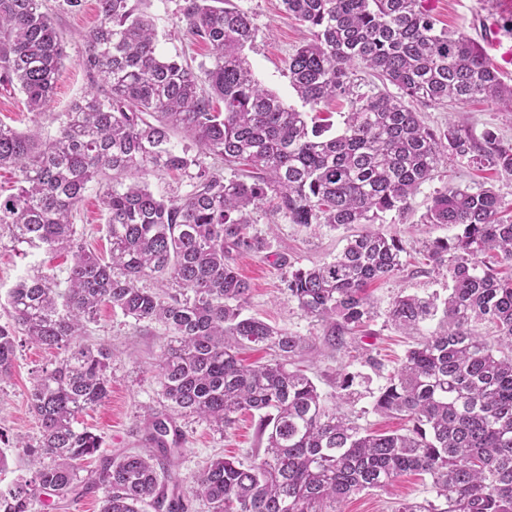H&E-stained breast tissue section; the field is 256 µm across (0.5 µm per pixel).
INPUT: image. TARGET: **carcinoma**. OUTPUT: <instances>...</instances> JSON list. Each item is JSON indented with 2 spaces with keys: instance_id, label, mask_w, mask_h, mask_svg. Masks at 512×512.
I'll use <instances>...</instances> for the list:
<instances>
[{
  "instance_id": "1",
  "label": "carcinoma",
  "mask_w": 512,
  "mask_h": 512,
  "mask_svg": "<svg viewBox=\"0 0 512 512\" xmlns=\"http://www.w3.org/2000/svg\"><path fill=\"white\" fill-rule=\"evenodd\" d=\"M281 2L310 34L288 60L308 112L255 79L246 50L256 28L230 0L180 8L186 34L211 49L196 69L160 56L139 0H98L81 65L104 86L58 115L53 138L0 124V166L19 174L16 192L0 194V238L70 258L64 280L38 271L7 294L0 381L12 374L20 334L64 357L34 376L27 401L39 437L17 444L30 477L0 492V512H32L39 492L65 498L80 486L105 487L101 512H187L182 498L165 499V462L180 440L168 422L192 416L222 430L245 411L258 414L265 448L248 462L214 458L191 476L192 494L211 512H336L350 495L408 473L430 476L437 501L397 512H512V206L493 187L432 198L424 222L456 229L426 245L435 267L448 266V295H400L388 308L406 331L443 315L373 403L406 418L405 433L368 430L326 404L298 365L308 339L243 314L251 284L232 258L268 248L251 232V213L270 197L290 224L366 225L336 257L284 281L330 335L362 327L376 313L369 286L403 269L401 240L370 225L404 212L447 157L512 174V145L497 134L478 141L453 125L433 130L413 104L491 99L511 111L512 86L479 45L436 29L419 0ZM64 58L46 0H0V83L18 87L34 115L51 100ZM360 69L397 93L359 92ZM339 97L351 112L333 135L317 107ZM225 167L236 174L224 177ZM150 168L187 176L189 190L155 197L142 182ZM96 179L106 181L107 258L86 248L71 221ZM147 278L175 293L141 286ZM103 306L164 326L156 377L170 414L152 421L149 448L105 458L82 478L80 462L100 454L102 440L77 417L109 396L112 352L84 342ZM482 322L497 329L498 349L475 330ZM260 343L274 359L243 365L240 351Z\"/></svg>"
}]
</instances>
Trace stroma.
I'll use <instances>...</instances> for the list:
<instances>
[{
  "mask_svg": "<svg viewBox=\"0 0 512 512\" xmlns=\"http://www.w3.org/2000/svg\"><path fill=\"white\" fill-rule=\"evenodd\" d=\"M249 12L258 31L248 59L259 82L276 92L289 104L298 99L288 80V58L304 40V26L284 15L281 0H234ZM423 9L435 19L437 28L461 32L476 42L484 40V23L494 19L500 29L512 26V9L504 0H420ZM181 0H144L142 7L151 16L157 47L162 56L180 57L191 64L207 59L209 49L186 35L179 19ZM54 24L65 42L67 58L58 77L52 98L41 116H33L26 97L15 88H0V123L25 132L39 128L42 136L58 132V113L67 111L71 101L92 85V78L80 64L84 52L82 36L98 20L96 0H83L81 11L73 12L64 0H47ZM424 122L434 129L455 125L474 137L494 131L512 143V112L502 110L491 100L425 107ZM494 186L504 201L512 205V175L479 169L472 162L450 158L443 161L434 179L423 184L409 201L404 214L386 213L375 228L398 236L405 249V266L395 277L371 285L376 316L367 327L344 334V346L333 350L324 344L326 329L313 321L289 298L284 279L290 266L310 267L330 259L342 248L347 228H330L324 224H289L268 206L253 210V229L264 235L269 247L260 253H240L234 260L240 273L250 281L252 291L246 313L257 315L271 325L308 337L310 349L302 366L324 395L327 405H340L342 412L360 426L377 431L405 432L409 424L394 416H385L373 408V392L384 384L387 373L403 360L413 339L387 319L390 302L399 293L426 297L447 295L450 281L446 271L434 270L423 255L426 240L452 236V229L423 223L422 217L438 190L449 186L478 188ZM102 183H88L82 202L73 214L78 233L91 251L104 255L109 250L105 213L100 204ZM66 262L42 250L19 251L12 245L0 246V323L7 314L1 305L7 292L21 278L33 272L63 270ZM165 331L160 324H136L111 308H102L95 322L88 326L87 341L112 352L110 394L108 399L78 417L79 426L101 435L99 457L87 461L86 470L98 469L102 458H116L125 452L144 447L149 432L150 413H164L155 378ZM58 350L19 343L12 375L0 383V431L6 436L0 452L7 458L0 470V492L7 491L28 470L16 440L34 441L39 435L37 421L31 413L27 394L32 378L42 368L54 367L61 359ZM354 375L353 395L339 402L336 377L340 372ZM176 425L182 434L181 452L174 459L168 493L189 501V512H209L208 505L189 496L188 478L216 457L234 456L245 460L259 447L258 419L242 414L236 423L223 431L216 430L195 417H180ZM431 479L426 475L408 474L386 490L363 491L337 503L338 512H396L403 501L435 500Z\"/></svg>",
  "mask_w": 512,
  "mask_h": 512,
  "instance_id": "35a3bbf8",
  "label": "stroma"
}]
</instances>
